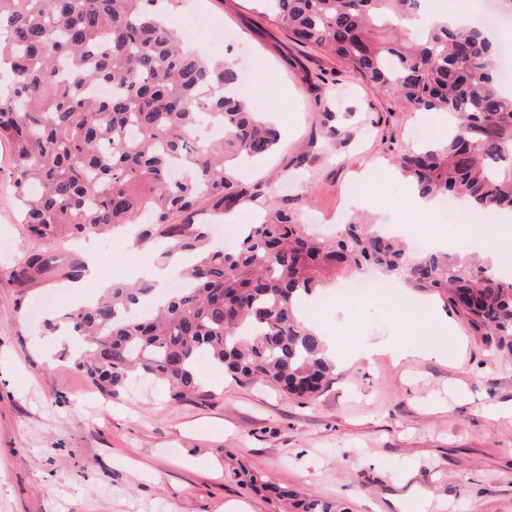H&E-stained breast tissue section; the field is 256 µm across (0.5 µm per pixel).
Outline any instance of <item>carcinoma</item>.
<instances>
[{"instance_id": "obj_1", "label": "carcinoma", "mask_w": 512, "mask_h": 512, "mask_svg": "<svg viewBox=\"0 0 512 512\" xmlns=\"http://www.w3.org/2000/svg\"><path fill=\"white\" fill-rule=\"evenodd\" d=\"M256 2L296 41L341 58L373 89L456 119L445 138L396 157L419 195L512 210V95L498 89V47L480 28L434 24L406 41L395 32L419 0ZM176 3L0 0V145L9 148L21 223L40 238H78L146 216L169 240L160 257L193 256L187 287L149 313L141 307L152 283L114 282L92 306L65 314L88 342L75 367L109 397L143 373L176 402H211L202 358L240 384L313 397L334 364L301 320L299 299L321 291L325 274L366 265L437 295L486 345L512 353V283L457 253L412 257L358 219L320 239L298 222L294 200L240 184L235 162L268 155L276 131L237 94L233 60L183 46L168 17ZM99 85L112 95L97 96ZM257 200L264 212L243 225L232 249L194 220L200 206L220 218ZM228 474L273 491L293 512H347L273 487L241 462Z\"/></svg>"}]
</instances>
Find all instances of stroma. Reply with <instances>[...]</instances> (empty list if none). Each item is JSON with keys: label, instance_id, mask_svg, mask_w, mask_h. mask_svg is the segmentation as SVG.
I'll return each instance as SVG.
<instances>
[{"label": "stroma", "instance_id": "stroma-1", "mask_svg": "<svg viewBox=\"0 0 512 512\" xmlns=\"http://www.w3.org/2000/svg\"><path fill=\"white\" fill-rule=\"evenodd\" d=\"M175 25L206 53L227 52L258 86L251 105L279 131L272 154L250 162L246 185L294 199L301 223L336 234V206L358 188L376 211L392 200L384 172L415 143L419 116L398 95L372 89L342 59L295 42L255 0H181ZM9 153L0 146V512H285L276 497L232 479L230 459L348 512H512V357L486 348L462 317L420 292L453 333L422 328L383 307L362 342L415 338L422 355L388 354L337 368L328 388L298 400L235 383L206 365L212 405L170 401L146 377L110 398L77 370L68 336L45 319L84 307L100 283L136 282L156 264L126 232L89 246L29 236L13 204ZM40 253L33 281L23 258ZM95 260L81 289L64 278Z\"/></svg>", "mask_w": 512, "mask_h": 512}]
</instances>
